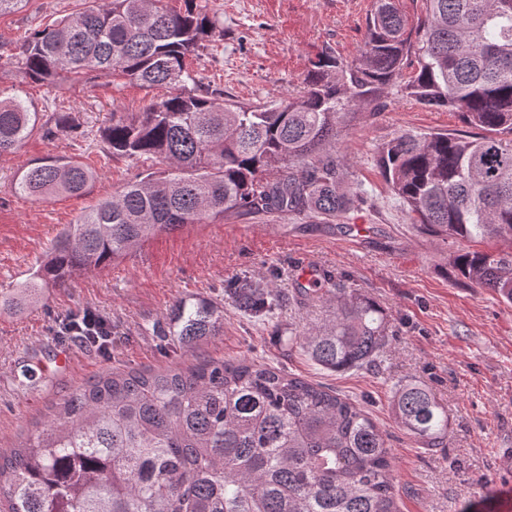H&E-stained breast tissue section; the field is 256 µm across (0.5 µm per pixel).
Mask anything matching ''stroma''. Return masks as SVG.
Wrapping results in <instances>:
<instances>
[{
	"label": "stroma",
	"instance_id": "obj_1",
	"mask_svg": "<svg viewBox=\"0 0 512 512\" xmlns=\"http://www.w3.org/2000/svg\"><path fill=\"white\" fill-rule=\"evenodd\" d=\"M218 33L194 67L225 101L277 104L298 96L312 61L328 53L348 61L364 50L373 0H196ZM84 0H28L0 14V88H23L38 110L70 109L78 134L34 131L0 156V292L29 282L52 239L100 200L143 172L106 157L102 129L113 113L142 112L161 88L101 75L83 85L25 79L16 57L35 28L82 7ZM458 114L385 90L356 107L336 151L349 183L365 200L345 224L305 216H251L152 236L111 268L80 272L44 289L38 302L0 309V448L23 440L51 403L103 370L186 366L196 360L249 357L336 389L369 412L391 446L400 512H512V304L458 276L452 259L467 241L419 232L384 181L381 146L405 133L464 131ZM48 157L89 165L85 194L35 200L14 190L19 175ZM310 261L375 302L391 330L376 367L331 372L314 364L291 335L320 315L293 303L265 322L233 302L246 282L294 294L293 270ZM206 298L222 307L219 335L190 346L154 334L168 327L175 302ZM93 310L112 326L102 353L61 335L63 323ZM66 354L69 365L55 359ZM425 385L448 413L442 447L422 448L391 414L397 384Z\"/></svg>",
	"mask_w": 512,
	"mask_h": 512
}]
</instances>
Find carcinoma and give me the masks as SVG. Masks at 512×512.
Wrapping results in <instances>:
<instances>
[{"label":"carcinoma","instance_id":"1","mask_svg":"<svg viewBox=\"0 0 512 512\" xmlns=\"http://www.w3.org/2000/svg\"><path fill=\"white\" fill-rule=\"evenodd\" d=\"M98 0L52 29L34 30L20 68L33 82L79 84L119 71L168 95L101 132L105 154L156 160L54 238L38 268L3 306L100 270L158 232L244 213L344 218L360 192L344 188L336 140L350 107L398 87L429 107L459 113L460 134H404L385 143L382 176L414 225L444 241L512 238V0H425L416 32L393 0H375L356 62L323 54L296 98L275 107L224 102L201 91L187 60L217 23L188 0ZM415 76L403 83L408 60ZM15 88L0 90V155L37 129L74 134L57 111L47 121ZM93 170L49 158L15 190L36 199L80 195ZM460 275L512 302V252L466 250ZM296 297L326 308L298 335L328 371L376 364L389 340L382 310L328 273ZM238 308L265 320L285 298L246 285ZM172 324L185 344L215 336L213 303L179 300ZM397 422L422 448L448 435V413L417 383L399 384ZM6 512H400L386 436L357 402L321 384L243 357L185 370H105L53 403L36 433L0 452Z\"/></svg>","mask_w":512,"mask_h":512}]
</instances>
